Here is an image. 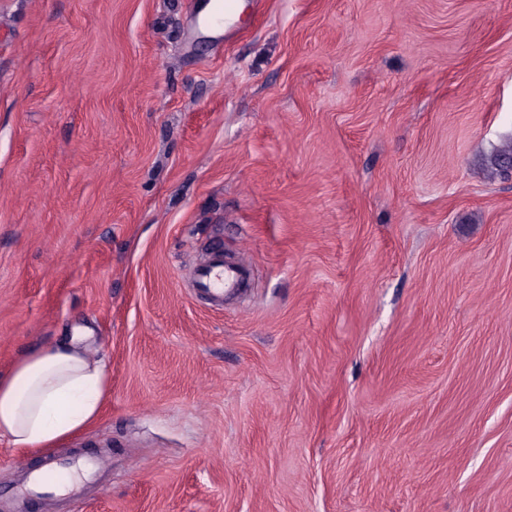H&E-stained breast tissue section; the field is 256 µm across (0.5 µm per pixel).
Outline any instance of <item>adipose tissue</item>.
<instances>
[{
    "instance_id": "obj_1",
    "label": "adipose tissue",
    "mask_w": 512,
    "mask_h": 512,
    "mask_svg": "<svg viewBox=\"0 0 512 512\" xmlns=\"http://www.w3.org/2000/svg\"><path fill=\"white\" fill-rule=\"evenodd\" d=\"M107 373L81 342L35 350L0 375V438L16 448H50L94 422Z\"/></svg>"
}]
</instances>
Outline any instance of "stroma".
Returning <instances> with one entry per match:
<instances>
[{"label":"stroma","mask_w":512,"mask_h":512,"mask_svg":"<svg viewBox=\"0 0 512 512\" xmlns=\"http://www.w3.org/2000/svg\"><path fill=\"white\" fill-rule=\"evenodd\" d=\"M244 3L0 0V374L105 364L77 512H512V0ZM221 252L212 253L209 258L197 266L194 283L201 294L221 307L224 306V294L239 288L242 281H249V270L241 265H224Z\"/></svg>","instance_id":"35a3bbf8"}]
</instances>
